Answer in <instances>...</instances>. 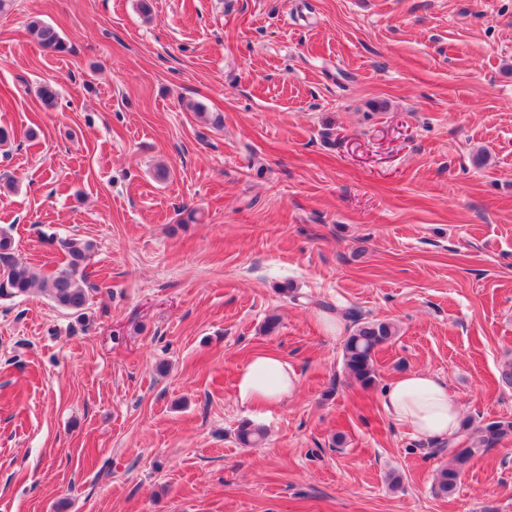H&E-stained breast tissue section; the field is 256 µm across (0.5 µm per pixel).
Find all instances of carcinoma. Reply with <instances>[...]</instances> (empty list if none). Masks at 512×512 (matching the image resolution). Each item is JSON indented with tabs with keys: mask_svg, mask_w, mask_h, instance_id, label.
I'll list each match as a JSON object with an SVG mask.
<instances>
[{
	"mask_svg": "<svg viewBox=\"0 0 512 512\" xmlns=\"http://www.w3.org/2000/svg\"><path fill=\"white\" fill-rule=\"evenodd\" d=\"M29 31L44 47L58 53L69 51L53 25L35 19L29 23ZM63 247L65 265L45 275L32 266L15 261L11 256L12 238L8 232L0 230V298H20L39 290L46 293L55 305L82 320L93 291L86 272L93 244L70 238L63 242ZM346 316L353 320L354 330L344 341V370L362 388L368 389L377 380L375 355L395 338L397 329L387 321L367 320L355 310L347 311ZM478 432V436H473L471 423L464 421L459 436L448 441V465L439 469L435 476V489L439 494H451L466 463L512 434V421H492L478 428ZM262 437L263 431L248 422L238 427L237 438L245 446L257 443Z\"/></svg>",
	"mask_w": 512,
	"mask_h": 512,
	"instance_id": "obj_1",
	"label": "carcinoma"
}]
</instances>
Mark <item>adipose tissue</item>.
I'll use <instances>...</instances> for the list:
<instances>
[{
  "label": "adipose tissue",
  "instance_id": "adipose-tissue-1",
  "mask_svg": "<svg viewBox=\"0 0 512 512\" xmlns=\"http://www.w3.org/2000/svg\"><path fill=\"white\" fill-rule=\"evenodd\" d=\"M296 371L278 354L261 350L250 356L240 370L235 396L246 406L273 407L292 397L298 389ZM381 404L390 419L405 425L411 436L453 439L461 425V404L440 376L410 371L391 381Z\"/></svg>",
  "mask_w": 512,
  "mask_h": 512
}]
</instances>
